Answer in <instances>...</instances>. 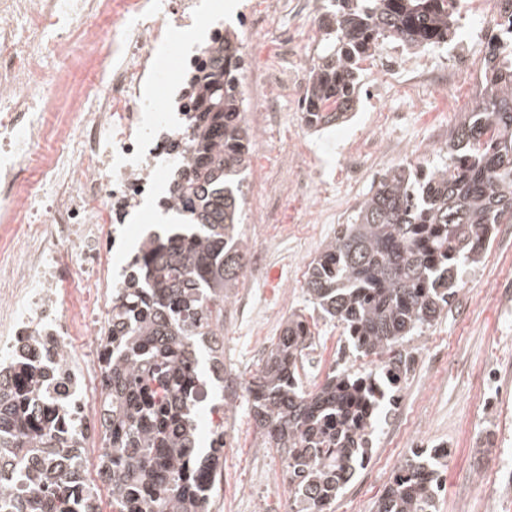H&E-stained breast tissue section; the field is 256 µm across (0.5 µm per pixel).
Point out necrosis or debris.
Segmentation results:
<instances>
[{
    "label": "necrosis or debris",
    "instance_id": "4bbe7bcc",
    "mask_svg": "<svg viewBox=\"0 0 512 512\" xmlns=\"http://www.w3.org/2000/svg\"><path fill=\"white\" fill-rule=\"evenodd\" d=\"M316 11L315 0H267L240 18L254 39L280 19L279 46L295 61L298 19L317 25ZM503 16L500 0H469L460 69L479 66L469 54L475 25ZM221 32L205 0H0V372L28 361L48 379L44 419L62 438L80 432L76 494L95 512H111L102 330L112 291L137 267L128 242L151 208L176 204L161 187L193 153L180 116L191 105L187 73ZM105 37L91 58L76 53ZM52 55L62 69L49 70ZM435 68L427 56L388 55L376 78L411 87ZM158 82L177 88L175 99H147ZM260 82L243 87L257 130L278 89L273 72Z\"/></svg>",
    "mask_w": 512,
    "mask_h": 512
}]
</instances>
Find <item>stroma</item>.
<instances>
[{"mask_svg": "<svg viewBox=\"0 0 512 512\" xmlns=\"http://www.w3.org/2000/svg\"><path fill=\"white\" fill-rule=\"evenodd\" d=\"M409 88L383 89L381 108L360 99L353 119L315 135L281 90L261 141L253 143L241 190L248 247L237 307L224 311V365L247 381L262 367L288 318L304 314L314 335L301 379L307 389L318 348L348 349L341 322L314 310L302 284L310 262L350 223L359 204L395 164L441 165L448 154L419 148L447 140L471 109L480 87L469 73H437L420 88L410 111ZM455 103L444 110L443 101ZM403 110L391 121L390 109ZM320 171L318 196L284 193L287 175ZM411 370L400 385L399 406L383 407L373 433L374 466L359 470L338 494L332 512H374L400 462L412 450L445 444L438 512H512V231L496 225L481 261L462 273V283L432 327L403 344ZM237 448L221 467L233 486L220 512H289L281 456L263 447L245 399L229 413Z\"/></svg>", "mask_w": 512, "mask_h": 512, "instance_id": "35a3bbf8", "label": "stroma"}]
</instances>
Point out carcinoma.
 <instances>
[{"label": "carcinoma", "mask_w": 512, "mask_h": 512, "mask_svg": "<svg viewBox=\"0 0 512 512\" xmlns=\"http://www.w3.org/2000/svg\"><path fill=\"white\" fill-rule=\"evenodd\" d=\"M333 2L302 108L316 132L354 110L360 61L387 41L438 47L459 20L457 0ZM487 48L483 90L449 134L448 163L391 166L305 274L309 300L344 325L352 352L381 361L391 388L408 372L397 347L440 317L462 267L480 262L495 225L512 223V51L499 32ZM241 69L237 34L226 30L192 79L194 156L189 174L175 183L191 232L147 245L138 277L112 307L103 407L113 512H206V492L183 463L195 472L221 457L219 430L212 431L211 455L196 457L189 389L203 356L219 353L224 304L246 266L240 175L254 133L244 117ZM311 340L307 321L289 318L246 390L263 447L276 449L288 472L291 512H330L369 454L367 429L377 409L372 374L361 370H335L317 389H304L299 367ZM19 369L29 378L24 384L0 376V512H94L58 491L79 482L81 465L41 420L43 393L32 366ZM436 456L412 451L375 512H436ZM8 459L38 473L29 492L15 491Z\"/></svg>", "instance_id": "obj_1"}]
</instances>
